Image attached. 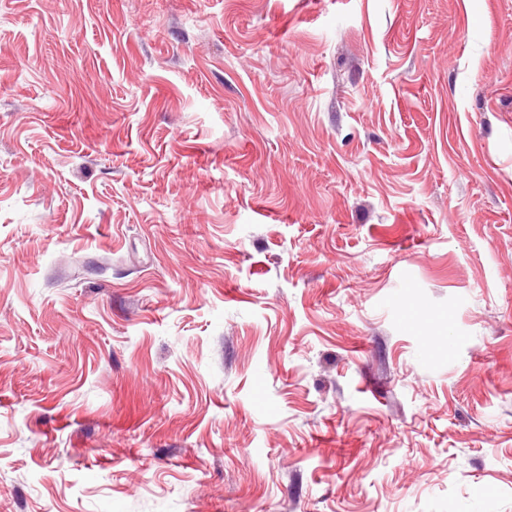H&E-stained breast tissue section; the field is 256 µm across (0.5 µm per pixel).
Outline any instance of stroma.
<instances>
[{"instance_id":"35a3bbf8","label":"stroma","mask_w":512,"mask_h":512,"mask_svg":"<svg viewBox=\"0 0 512 512\" xmlns=\"http://www.w3.org/2000/svg\"><path fill=\"white\" fill-rule=\"evenodd\" d=\"M0 512H512V0H0Z\"/></svg>"}]
</instances>
